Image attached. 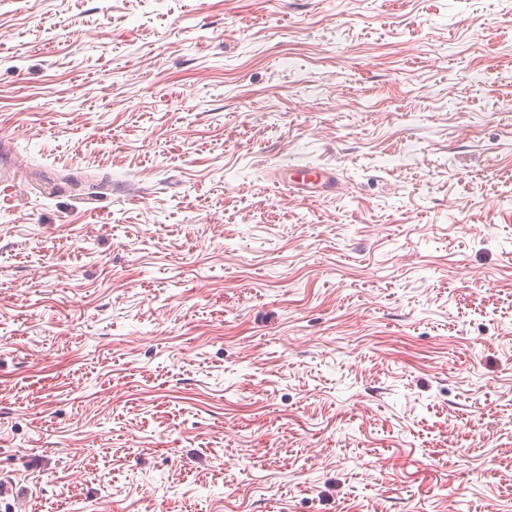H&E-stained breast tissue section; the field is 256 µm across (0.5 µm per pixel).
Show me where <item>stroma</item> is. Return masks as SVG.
Listing matches in <instances>:
<instances>
[{"mask_svg": "<svg viewBox=\"0 0 512 512\" xmlns=\"http://www.w3.org/2000/svg\"><path fill=\"white\" fill-rule=\"evenodd\" d=\"M2 162L0 512H512V0H0Z\"/></svg>", "mask_w": 512, "mask_h": 512, "instance_id": "obj_1", "label": "stroma"}]
</instances>
